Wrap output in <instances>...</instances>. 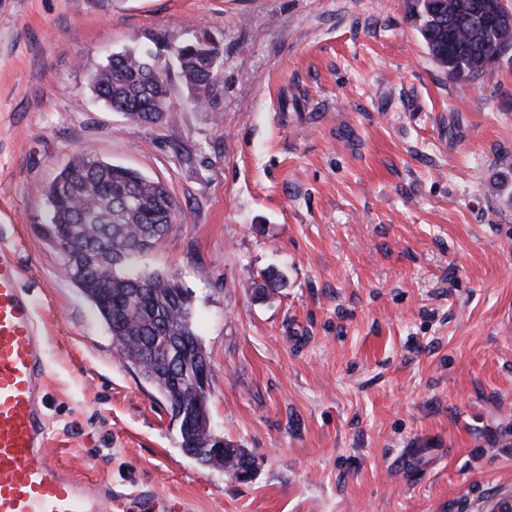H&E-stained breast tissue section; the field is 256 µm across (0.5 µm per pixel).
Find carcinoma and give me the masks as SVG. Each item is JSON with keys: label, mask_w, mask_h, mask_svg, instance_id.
<instances>
[{"label": "carcinoma", "mask_w": 512, "mask_h": 512, "mask_svg": "<svg viewBox=\"0 0 512 512\" xmlns=\"http://www.w3.org/2000/svg\"><path fill=\"white\" fill-rule=\"evenodd\" d=\"M474 3L411 0L408 6L428 55L456 83H474L490 75V62L512 51V45H501L493 31L475 25ZM153 67L149 56L128 53L96 70L92 81L113 111L143 123L148 112L171 111L167 84L152 94L146 92L144 77ZM178 73L185 82H198L195 101L209 98L214 79L207 65L190 59ZM44 193L57 202L48 225L51 238L79 247L65 263V276L104 320L122 360L156 390L170 413L184 411L180 446L201 466L240 479L239 471L255 463L254 457L229 441L220 451L213 448L209 407L193 406L195 395L169 377L173 372L190 380L202 368L205 350L194 329L192 296L173 277H157L153 287L144 288L141 280L152 274L134 268L133 246L139 238L151 231L162 239L178 215L167 188L84 148L71 154ZM281 281L269 273L253 294L264 298Z\"/></svg>", "instance_id": "carcinoma-1"}]
</instances>
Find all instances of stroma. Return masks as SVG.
Here are the masks:
<instances>
[{
    "label": "stroma",
    "mask_w": 512,
    "mask_h": 512,
    "mask_svg": "<svg viewBox=\"0 0 512 512\" xmlns=\"http://www.w3.org/2000/svg\"><path fill=\"white\" fill-rule=\"evenodd\" d=\"M200 37L207 104L173 63L159 123L91 93L109 55ZM84 147L181 210L137 267L190 291L211 422L249 481L182 452L62 273L43 188ZM0 246L76 480L190 512H490L512 492V52L450 81L407 0H0Z\"/></svg>",
    "instance_id": "1"
}]
</instances>
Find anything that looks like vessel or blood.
Masks as SVG:
<instances>
[{
    "mask_svg": "<svg viewBox=\"0 0 512 512\" xmlns=\"http://www.w3.org/2000/svg\"><path fill=\"white\" fill-rule=\"evenodd\" d=\"M42 341L11 249L0 248V512H113L110 491L65 474L39 404Z\"/></svg>",
    "mask_w": 512,
    "mask_h": 512,
    "instance_id": "1",
    "label": "vessel or blood"
}]
</instances>
